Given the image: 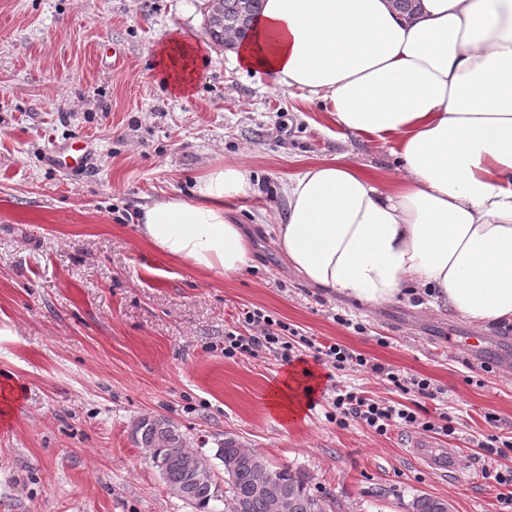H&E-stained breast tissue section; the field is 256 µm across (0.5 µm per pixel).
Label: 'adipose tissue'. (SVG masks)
<instances>
[{"instance_id": "obj_1", "label": "adipose tissue", "mask_w": 512, "mask_h": 512, "mask_svg": "<svg viewBox=\"0 0 512 512\" xmlns=\"http://www.w3.org/2000/svg\"><path fill=\"white\" fill-rule=\"evenodd\" d=\"M160 56L188 90L196 47ZM238 58L398 161L394 178L338 157L289 177L273 232L292 275L362 307L415 300L479 331L512 323V0H264ZM250 190L241 165H216L191 198L144 207L140 234L237 276L253 243L235 206Z\"/></svg>"}]
</instances>
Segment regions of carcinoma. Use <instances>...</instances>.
Here are the masks:
<instances>
[{"label":"carcinoma","mask_w":512,"mask_h":512,"mask_svg":"<svg viewBox=\"0 0 512 512\" xmlns=\"http://www.w3.org/2000/svg\"><path fill=\"white\" fill-rule=\"evenodd\" d=\"M261 11V0H224L223 14L206 19L210 38L224 43V26L240 24ZM134 442L152 456L168 489L193 483V493L184 502L196 512H218V500L224 499V512H271L267 499L255 492L258 467L273 472L282 491L280 512H324V501L311 492L310 480L303 472L287 466L276 467L259 452L245 448L236 438L226 437L218 443L213 459L217 471L194 477L187 463L200 456L187 446L185 434L172 420L141 417L132 431ZM415 512H444V502L421 495L414 502Z\"/></svg>","instance_id":"cac0c4a2"}]
</instances>
